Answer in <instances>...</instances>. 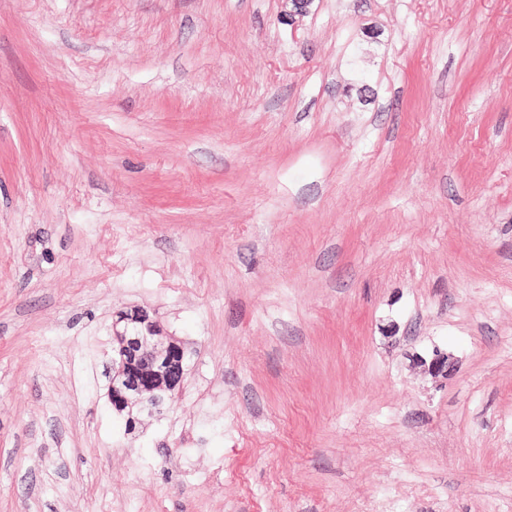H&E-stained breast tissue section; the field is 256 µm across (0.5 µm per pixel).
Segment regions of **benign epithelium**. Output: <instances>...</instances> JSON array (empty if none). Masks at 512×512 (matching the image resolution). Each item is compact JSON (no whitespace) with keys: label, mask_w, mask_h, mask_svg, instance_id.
I'll return each mask as SVG.
<instances>
[{"label":"benign epithelium","mask_w":512,"mask_h":512,"mask_svg":"<svg viewBox=\"0 0 512 512\" xmlns=\"http://www.w3.org/2000/svg\"><path fill=\"white\" fill-rule=\"evenodd\" d=\"M107 396L117 412H161L184 380V351L143 308L117 313Z\"/></svg>","instance_id":"1"}]
</instances>
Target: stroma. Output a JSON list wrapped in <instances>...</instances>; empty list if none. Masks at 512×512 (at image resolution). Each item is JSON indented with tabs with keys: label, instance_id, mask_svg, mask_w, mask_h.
<instances>
[{
	"label": "stroma",
	"instance_id": "35a3bbf8",
	"mask_svg": "<svg viewBox=\"0 0 512 512\" xmlns=\"http://www.w3.org/2000/svg\"><path fill=\"white\" fill-rule=\"evenodd\" d=\"M0 512H512V0H0ZM113 356L107 396L118 413L134 422L145 410L160 413L184 380V351L172 336H163L157 321L143 308L117 313L112 322Z\"/></svg>",
	"mask_w": 512,
	"mask_h": 512
}]
</instances>
